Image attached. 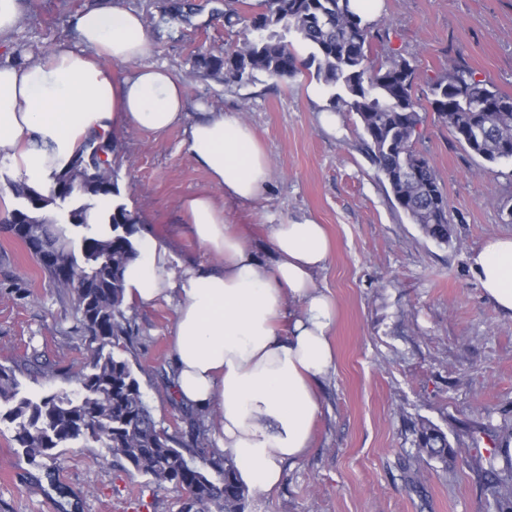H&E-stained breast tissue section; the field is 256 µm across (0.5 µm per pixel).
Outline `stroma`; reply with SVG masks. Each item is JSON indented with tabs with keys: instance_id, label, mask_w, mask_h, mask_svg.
I'll return each instance as SVG.
<instances>
[{
	"instance_id": "35a3bbf8",
	"label": "stroma",
	"mask_w": 512,
	"mask_h": 512,
	"mask_svg": "<svg viewBox=\"0 0 512 512\" xmlns=\"http://www.w3.org/2000/svg\"><path fill=\"white\" fill-rule=\"evenodd\" d=\"M106 0H29L0 64L27 52L69 47L82 11ZM148 20L150 63L182 83L188 118L202 108L240 113L256 130L273 177L261 199L228 200L186 152L184 127L156 134L114 130L112 179L117 200L140 230L166 245L185 267L213 262L193 237L183 198L213 192L229 223L247 230L257 256L270 260V225L305 217L324 224L329 259L315 274L337 304L331 330L336 371L320 388V411L308 454L285 465L280 484L250 492L245 512H496L484 480L460 464L485 454L484 433L456 439L461 423L486 414L512 421V318L481 296L470 256L488 239L512 234V161L490 163L456 142L428 101L434 81L462 65L512 95V0H383L374 52H401L414 67V95L425 118L415 147L434 163L448 197L451 238L437 244L399 211L365 151L355 113L322 120L329 94L313 70L273 83L256 73L225 83L196 71L197 53L221 54L243 37V24H224L222 0H194L187 24L162 19L164 0H122ZM175 302L125 304L135 328L126 358L156 421L169 429L201 427L172 397ZM75 312L26 248L0 229V364L17 366L21 395L71 391L72 368L90 357L87 337L74 333ZM54 364L50 375L23 369L31 356ZM431 422L452 438L457 463L420 466L412 487L403 462L416 448V429ZM13 424L0 422V512H181L184 494L168 483L133 475L100 448L74 442L42 466L29 464Z\"/></svg>"
}]
</instances>
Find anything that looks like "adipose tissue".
Listing matches in <instances>:
<instances>
[{"label": "adipose tissue", "mask_w": 512, "mask_h": 512, "mask_svg": "<svg viewBox=\"0 0 512 512\" xmlns=\"http://www.w3.org/2000/svg\"><path fill=\"white\" fill-rule=\"evenodd\" d=\"M71 38L73 47L41 65H0V160L46 195L90 139L127 125L155 133L186 125L189 154L224 197L194 194L181 208L194 238L218 262L176 271L164 244L138 235L137 255L124 270L125 295L141 306L176 299L175 396L212 412L216 452L238 463L249 489L271 491L284 464L311 448L318 387L336 367V302L314 279L330 255L326 231L309 217L271 225L273 259L258 258L223 206L227 199L259 200L272 178L254 128L238 113L215 110L186 124L183 85L148 64L147 26L121 0L81 13ZM115 63L130 72L114 77ZM471 271L483 298L512 317V236L487 240L472 255Z\"/></svg>", "instance_id": "ef3b65f1"}]
</instances>
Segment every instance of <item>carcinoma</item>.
I'll return each instance as SVG.
<instances>
[{
	"mask_svg": "<svg viewBox=\"0 0 512 512\" xmlns=\"http://www.w3.org/2000/svg\"><path fill=\"white\" fill-rule=\"evenodd\" d=\"M224 0V20L244 23L245 36L221 55H195V66L207 75L240 83L259 71L276 81L294 77L303 62L293 43L310 49L309 61L318 64L317 78L331 93L332 107L353 112L359 119L371 160L398 207L420 225L430 239L448 243V198L431 160L415 148L424 117L413 89L416 73L400 53L382 61L371 58V43L380 21H368L354 11L351 0H261L259 11L247 18ZM168 20L188 24L194 14L191 0H170L163 7ZM432 112L455 140L489 162L512 160V96L474 77L461 66L439 76L429 101ZM90 154L80 150L68 171L55 176L46 197L19 182L14 190L33 197L41 211L57 199L116 195L111 163L101 155L113 151L112 138L91 140ZM89 207H73L61 224L27 215V223L12 234L35 258L61 249L69 272L60 275L40 264L52 287L72 299L74 331L95 343L89 360L72 372L75 392H53L38 399L19 395L18 381L0 365V417L15 424L14 440L33 465L51 459L68 443L98 444L125 470L168 483L186 494L184 512H244L248 488L238 478L234 460L210 448H187L154 420L139 381L128 361L112 348L130 335L125 317L123 272L136 254L132 236L138 217L122 204L108 206L100 228L75 250L67 225L90 227ZM455 459L447 434L429 421L418 429V448L408 463L417 481L418 466L431 460ZM464 464L491 477L490 489L498 512H512V456L492 449L487 457L467 458Z\"/></svg>",
	"mask_w": 512,
	"mask_h": 512,
	"instance_id": "1",
	"label": "carcinoma"
}]
</instances>
